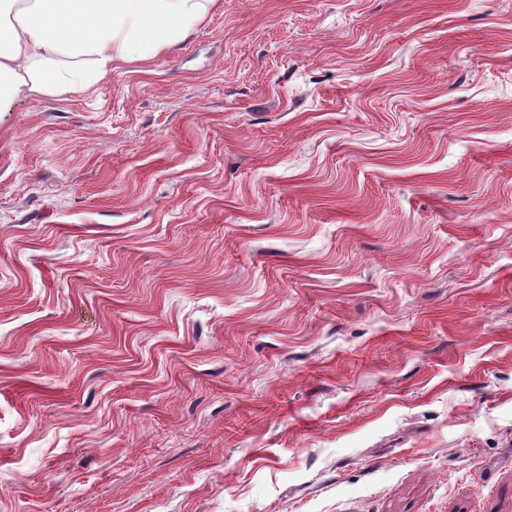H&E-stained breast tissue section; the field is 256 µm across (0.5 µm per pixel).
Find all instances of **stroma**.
I'll list each match as a JSON object with an SVG mask.
<instances>
[{
	"label": "stroma",
	"instance_id": "1",
	"mask_svg": "<svg viewBox=\"0 0 512 512\" xmlns=\"http://www.w3.org/2000/svg\"><path fill=\"white\" fill-rule=\"evenodd\" d=\"M0 512H512V0H216L0 112Z\"/></svg>",
	"mask_w": 512,
	"mask_h": 512
}]
</instances>
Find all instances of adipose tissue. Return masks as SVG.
I'll return each instance as SVG.
<instances>
[{
    "mask_svg": "<svg viewBox=\"0 0 512 512\" xmlns=\"http://www.w3.org/2000/svg\"><path fill=\"white\" fill-rule=\"evenodd\" d=\"M216 0H0V112L91 90L115 62L160 54Z\"/></svg>",
    "mask_w": 512,
    "mask_h": 512,
    "instance_id": "ef3b65f1",
    "label": "adipose tissue"
}]
</instances>
